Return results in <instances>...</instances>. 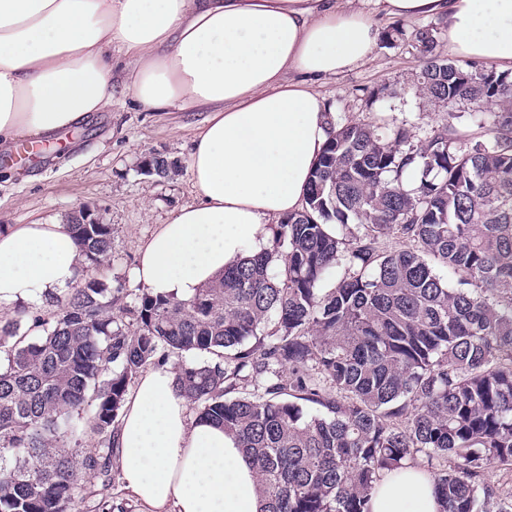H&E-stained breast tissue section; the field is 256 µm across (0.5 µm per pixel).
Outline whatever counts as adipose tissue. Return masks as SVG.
<instances>
[{
    "instance_id": "adipose-tissue-1",
    "label": "adipose tissue",
    "mask_w": 512,
    "mask_h": 512,
    "mask_svg": "<svg viewBox=\"0 0 512 512\" xmlns=\"http://www.w3.org/2000/svg\"><path fill=\"white\" fill-rule=\"evenodd\" d=\"M359 2L0 0V142L110 108L116 52L143 107L209 109L189 157L200 201L159 225L134 269L154 294L193 297L301 210L329 132L309 80L363 65L375 14L441 19L451 54L512 69V0ZM80 265L66 221L0 226L1 304L61 294ZM114 448L140 512H260L253 467L220 425L190 414L170 367L138 378ZM371 509L439 512L431 475L387 474Z\"/></svg>"
}]
</instances>
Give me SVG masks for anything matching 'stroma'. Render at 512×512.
<instances>
[{"instance_id": "1", "label": "stroma", "mask_w": 512, "mask_h": 512, "mask_svg": "<svg viewBox=\"0 0 512 512\" xmlns=\"http://www.w3.org/2000/svg\"><path fill=\"white\" fill-rule=\"evenodd\" d=\"M380 39L362 66L314 80L313 86L337 121L379 116L389 127L409 129L414 140L428 137L448 112L470 125L471 105L445 108L422 98L416 77L422 66L409 34L433 27L436 52L448 58V36L438 19L378 16ZM112 105L90 113L79 125L0 146V225L30 224L67 217L83 206L101 208L112 226V265L100 278L119 288L131 304L140 287L133 270L138 250L181 208L198 202L188 168L194 137L207 114L176 107L143 108L121 77H114ZM161 154L179 173L171 179L141 174L142 161Z\"/></svg>"}]
</instances>
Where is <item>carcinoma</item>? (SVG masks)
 Instances as JSON below:
<instances>
[{
  "label": "carcinoma",
  "mask_w": 512,
  "mask_h": 512,
  "mask_svg": "<svg viewBox=\"0 0 512 512\" xmlns=\"http://www.w3.org/2000/svg\"><path fill=\"white\" fill-rule=\"evenodd\" d=\"M410 37L419 94L480 108L472 129L450 112L415 144L332 122L273 249L193 298L143 288L119 308L90 277L53 309L0 316V512H90L131 381L198 353L211 359L184 362L178 388L251 459L265 512H371L410 464L439 512H512V486L490 477L512 472V73L440 58L432 28ZM69 229L86 267L110 264L112 225ZM243 380L253 392L231 396ZM87 408L98 448L73 445ZM80 472L94 483L78 499Z\"/></svg>",
  "instance_id": "carcinoma-1"
}]
</instances>
